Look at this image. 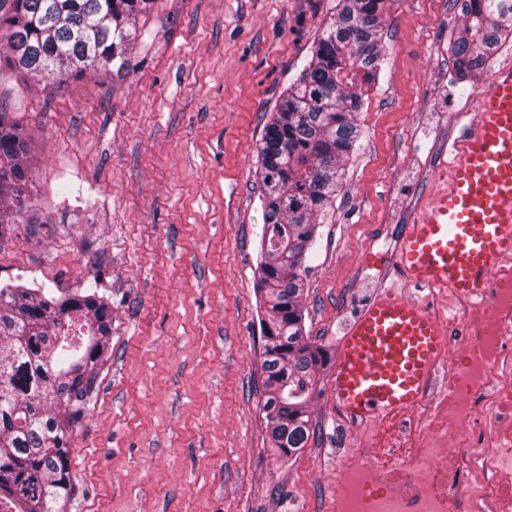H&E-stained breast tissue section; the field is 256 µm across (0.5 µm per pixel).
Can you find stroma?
Listing matches in <instances>:
<instances>
[{
  "label": "stroma",
  "mask_w": 512,
  "mask_h": 512,
  "mask_svg": "<svg viewBox=\"0 0 512 512\" xmlns=\"http://www.w3.org/2000/svg\"><path fill=\"white\" fill-rule=\"evenodd\" d=\"M337 0H148L126 69L66 82L0 71L29 144V196L0 239V286L98 292L109 350L70 438L66 512H328L354 431L317 374V437L292 458L262 410L257 149ZM456 0H391L361 138L304 274V326L339 353L354 316L405 285L401 240L448 182L512 36L459 83Z\"/></svg>",
  "instance_id": "obj_1"
}]
</instances>
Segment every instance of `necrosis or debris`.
<instances>
[{"label": "necrosis or debris", "mask_w": 512, "mask_h": 512, "mask_svg": "<svg viewBox=\"0 0 512 512\" xmlns=\"http://www.w3.org/2000/svg\"><path fill=\"white\" fill-rule=\"evenodd\" d=\"M427 310L449 339L425 395L360 435L330 512H512V254Z\"/></svg>", "instance_id": "necrosis-or-debris-1"}]
</instances>
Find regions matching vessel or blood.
Segmentation results:
<instances>
[{
    "instance_id": "vessel-or-blood-1",
    "label": "vessel or blood",
    "mask_w": 512,
    "mask_h": 512,
    "mask_svg": "<svg viewBox=\"0 0 512 512\" xmlns=\"http://www.w3.org/2000/svg\"><path fill=\"white\" fill-rule=\"evenodd\" d=\"M512 251V61L476 98L455 144L448 186L409 225L398 265L409 282L461 295L488 285L495 260ZM437 321L402 291L377 294L347 328L331 398L362 426L418 404L440 351Z\"/></svg>"
}]
</instances>
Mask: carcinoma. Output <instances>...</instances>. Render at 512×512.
<instances>
[{"mask_svg":"<svg viewBox=\"0 0 512 512\" xmlns=\"http://www.w3.org/2000/svg\"><path fill=\"white\" fill-rule=\"evenodd\" d=\"M12 2L0 27L12 31L10 65L63 80L104 71L135 40L132 20L146 0ZM465 18L453 45L459 80L482 69L512 35V0H459ZM387 0H338L336 11L291 82L258 148L262 256L258 287L265 318L262 409L272 448L291 458L306 447L316 372L326 352L304 335L307 259L319 217L343 184L342 159L356 149L363 86L383 60ZM28 141L0 107V239L15 223L29 181ZM112 308L97 292L55 298L21 286L0 288V503L10 512H64L71 493L70 432L82 419L76 398L109 347ZM64 410H59V407Z\"/></svg>","mask_w":512,"mask_h":512,"instance_id":"carcinoma-1","label":"carcinoma"}]
</instances>
